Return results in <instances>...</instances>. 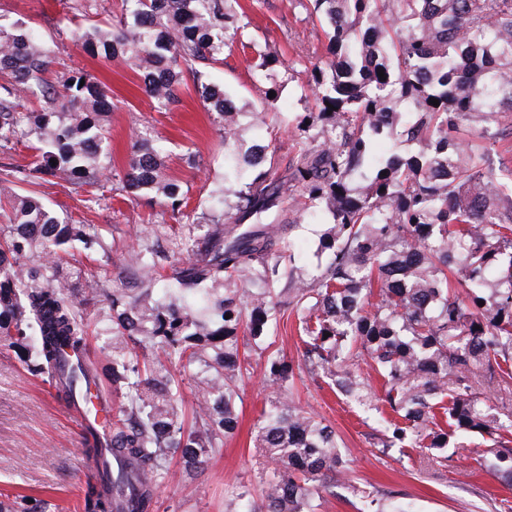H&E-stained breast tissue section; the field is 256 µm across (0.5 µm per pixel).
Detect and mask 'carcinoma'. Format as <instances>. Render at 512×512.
<instances>
[{"label": "carcinoma", "instance_id": "1", "mask_svg": "<svg viewBox=\"0 0 512 512\" xmlns=\"http://www.w3.org/2000/svg\"><path fill=\"white\" fill-rule=\"evenodd\" d=\"M326 59L312 65L295 129L302 146L281 173L268 147L246 140L278 98L259 107L205 81L201 65L237 49L250 56L268 90L284 86L279 60L259 49L240 0H121L104 29H80L91 57L122 62L144 77L160 110L179 99L186 77L224 134V218L164 250L131 256L147 284L166 283L159 299L112 289V382L122 383L112 424L113 466L93 428L84 453L100 483L88 485L84 512H151L167 458L201 468L238 429L241 349L261 340L285 307L297 316L303 361L347 399L389 409L376 446L443 449L458 430L488 436L495 468L512 482V423L478 391L495 379L512 391V193L491 168L492 126L512 112V0H308ZM52 59L30 30L0 24V145L34 140L20 170L32 183L55 172L97 187L109 172L103 114L106 86L84 72L45 79ZM384 76H378V73ZM439 104L434 105L430 98ZM44 102L19 112L16 99ZM414 145L369 171L374 142ZM123 189L182 213L187 192L163 173L161 153L134 138ZM16 234L0 242V335L34 342L37 370L74 397L80 383L106 395L83 364L62 374L66 350L82 357L89 323L77 293L99 284L69 267L59 251L72 241L102 246L91 224H62L31 195H9ZM303 211L328 220L318 252L329 257L307 282L295 255L271 254L274 234ZM37 250L46 263L17 266ZM283 281L285 287L273 285ZM329 336H324V333ZM156 346L166 365L138 360ZM266 352L276 397L257 420L267 456L261 504L244 512H317L345 474L336 433L289 399L293 364ZM195 423L185 425L177 375L198 371ZM385 388L372 391L361 365ZM367 512H411L407 504L368 502Z\"/></svg>", "mask_w": 512, "mask_h": 512}]
</instances>
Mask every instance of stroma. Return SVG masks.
Masks as SVG:
<instances>
[{
	"label": "stroma",
	"mask_w": 512,
	"mask_h": 512,
	"mask_svg": "<svg viewBox=\"0 0 512 512\" xmlns=\"http://www.w3.org/2000/svg\"><path fill=\"white\" fill-rule=\"evenodd\" d=\"M242 2L253 21L255 41L263 51L276 55L291 75L266 126L245 132L249 139L272 140L276 147L273 159L282 167L300 143L292 119L303 107L299 87L307 80V67L317 58L316 28L304 0ZM77 3L0 0V23H19L37 33L51 54V74L79 67L108 88L112 107L104 118V129L115 172L126 167L132 137L144 133L162 147L167 173L181 181L188 197L187 218L203 212L220 215L217 199L224 188V141L193 86L182 89L180 103L157 111L138 74L125 65L88 57L74 43L72 32L81 21ZM208 78L255 104L263 101L268 87L237 52L209 68ZM31 155L25 138L0 147V187L21 194L36 192L66 223L95 225L101 247L87 250L76 241L71 251L82 271L102 281L100 300L86 306L97 330L89 352L97 372L111 374L112 364L101 350L110 342L112 287L119 281L127 288H139L141 273L128 262V255L171 248L173 239L186 235L185 220L170 221L166 236L158 239L143 230L150 222L146 201L129 200L126 193L108 187L77 191L62 174L35 185L17 180L19 168ZM292 219L294 229L284 241L275 242V250L292 249L311 269L323 264L317 254L323 225L309 223L299 213ZM266 339L296 364L292 399L316 411L335 429L348 465L345 478L319 512H361L368 495L384 503L410 504L415 512H500L502 500L512 501V485L501 479L479 435L458 436L456 447L432 457L418 448L387 453L374 448L378 412L332 393L301 369L303 346L298 321L289 309L277 311ZM251 363V375L242 385L235 435L225 440L205 469L187 470L172 463L168 478L156 490L151 512H237L241 491L258 493L266 461L254 447V424L274 388L267 380L260 351H253ZM36 364L32 346H12L0 340V500L13 502L16 512H29L37 504L47 512H83L91 467L80 446V429L46 378L37 374Z\"/></svg>",
	"instance_id": "1"
}]
</instances>
